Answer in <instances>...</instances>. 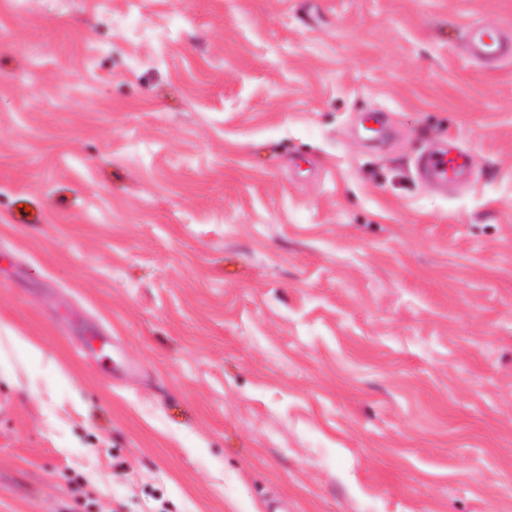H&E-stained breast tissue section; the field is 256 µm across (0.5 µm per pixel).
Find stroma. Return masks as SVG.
<instances>
[{"label":"stroma","mask_w":512,"mask_h":512,"mask_svg":"<svg viewBox=\"0 0 512 512\" xmlns=\"http://www.w3.org/2000/svg\"><path fill=\"white\" fill-rule=\"evenodd\" d=\"M474 21L512 0H0V324L43 352L0 331V512H512V61ZM448 139L471 172L426 186ZM466 43L470 56L480 62L496 66L512 60V37L498 25L470 24Z\"/></svg>","instance_id":"stroma-1"}]
</instances>
